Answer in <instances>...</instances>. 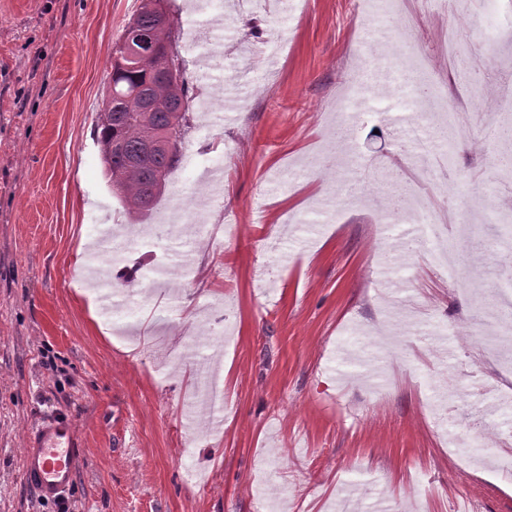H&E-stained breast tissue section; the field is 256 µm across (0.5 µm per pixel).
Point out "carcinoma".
Returning a JSON list of instances; mask_svg holds the SVG:
<instances>
[{
  "label": "carcinoma",
  "instance_id": "carcinoma-1",
  "mask_svg": "<svg viewBox=\"0 0 512 512\" xmlns=\"http://www.w3.org/2000/svg\"><path fill=\"white\" fill-rule=\"evenodd\" d=\"M131 20L151 37V57L119 56L125 37L114 43L104 97L108 109L97 113L94 136L112 196L132 220L141 221L161 201L179 168L193 115L183 70L174 82L160 70L169 58L182 64L180 27L166 0H140ZM155 139L164 140L165 147H151Z\"/></svg>",
  "mask_w": 512,
  "mask_h": 512
}]
</instances>
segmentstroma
Instances as JSON below:
<instances>
[{
    "mask_svg": "<svg viewBox=\"0 0 512 512\" xmlns=\"http://www.w3.org/2000/svg\"><path fill=\"white\" fill-rule=\"evenodd\" d=\"M137 0H0V512H512V401L484 419L485 384L512 389V335L491 327L483 290L512 284V184L497 176L512 95V19L416 21L415 52L448 28L495 40L475 65L485 114L448 148L454 194L475 214L445 241L460 292L396 246L386 201L420 174L400 163L414 104L404 59L384 55L392 96L356 128L348 164L325 149L344 118L364 39L383 8L351 0H169L195 124L161 208L182 220L130 223L94 137L111 47ZM226 166L211 200L199 160ZM236 225L209 241L218 214ZM166 262L167 277L145 269ZM140 266L128 283L114 270ZM139 340L126 353V336ZM225 364L220 406L200 404ZM50 414L75 431V481L46 500L23 481L26 428ZM465 447L450 451L449 435Z\"/></svg>",
    "mask_w": 512,
    "mask_h": 512,
    "instance_id": "1",
    "label": "stroma"
}]
</instances>
